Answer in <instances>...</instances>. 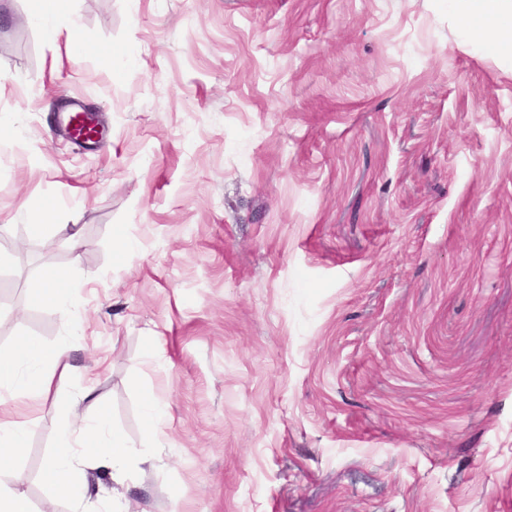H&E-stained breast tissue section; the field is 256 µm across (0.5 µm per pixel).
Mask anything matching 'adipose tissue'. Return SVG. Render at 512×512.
Here are the masks:
<instances>
[{
    "mask_svg": "<svg viewBox=\"0 0 512 512\" xmlns=\"http://www.w3.org/2000/svg\"><path fill=\"white\" fill-rule=\"evenodd\" d=\"M501 0H467L465 27L468 34L494 38L512 46V20L499 15ZM62 351L49 349L34 340L24 341L17 350L0 353V403L26 396H47L54 385ZM137 459L124 436L108 422L104 409L91 419L64 418L57 428L56 450L42 470L43 481L58 495L81 507L87 491L81 475L86 468L128 472Z\"/></svg>",
    "mask_w": 512,
    "mask_h": 512,
    "instance_id": "obj_1",
    "label": "adipose tissue"
}]
</instances>
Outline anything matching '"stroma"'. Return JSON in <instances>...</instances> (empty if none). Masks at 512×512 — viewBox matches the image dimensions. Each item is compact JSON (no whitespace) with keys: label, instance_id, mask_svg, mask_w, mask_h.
<instances>
[{"label":"stroma","instance_id":"obj_1","mask_svg":"<svg viewBox=\"0 0 512 512\" xmlns=\"http://www.w3.org/2000/svg\"><path fill=\"white\" fill-rule=\"evenodd\" d=\"M44 7L0 0V352L71 365L0 405L33 512L72 510L41 470L88 387L139 456L89 512H512V50L450 0ZM50 207L79 248L33 235ZM46 271L49 274L42 278L36 288H31L32 298L38 302L53 303L63 316H67V294L70 289L65 287L70 282V274L63 269L49 268ZM144 426L149 436L159 437L163 433L165 424V415L161 407L152 397L144 399ZM28 422H2L0 421V475L11 466V455L4 454V449L12 454L26 446Z\"/></svg>","mask_w":512,"mask_h":512}]
</instances>
